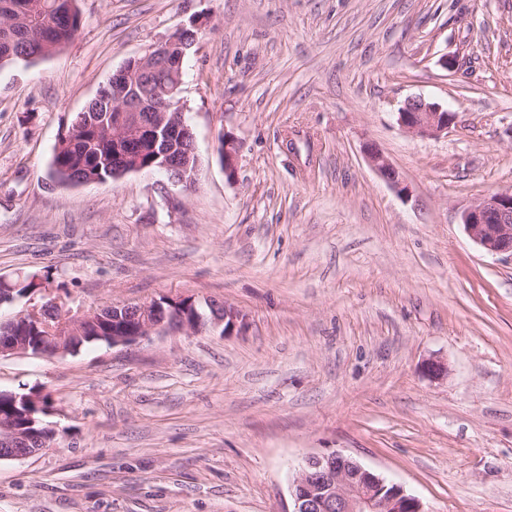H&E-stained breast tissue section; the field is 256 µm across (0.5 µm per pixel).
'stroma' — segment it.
Here are the masks:
<instances>
[{"label": "stroma", "instance_id": "obj_1", "mask_svg": "<svg viewBox=\"0 0 512 512\" xmlns=\"http://www.w3.org/2000/svg\"><path fill=\"white\" fill-rule=\"evenodd\" d=\"M77 7L63 50L0 67V280L38 274L75 310L212 298L247 326L0 358V390L47 395L61 431L0 461V512H292L299 465L332 451L425 512H512V259L460 222L512 190V0ZM193 20L192 191L156 171L52 182L71 116ZM419 96L456 130H402ZM430 358L447 377L424 373ZM366 158L368 163L391 185L398 189L399 192L404 193L408 191V186L404 185L400 179L399 174L388 162L384 155L375 146H368L366 148Z\"/></svg>", "mask_w": 512, "mask_h": 512}]
</instances>
